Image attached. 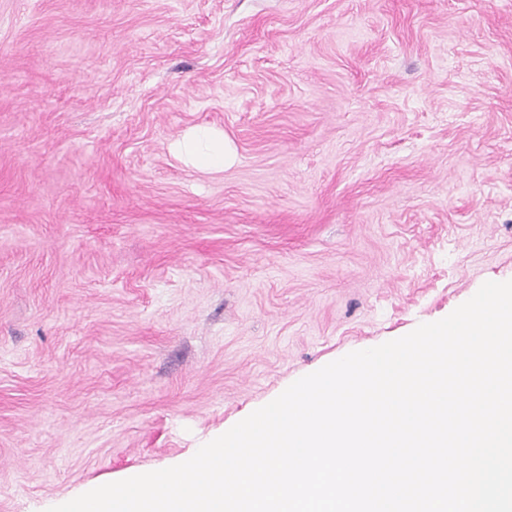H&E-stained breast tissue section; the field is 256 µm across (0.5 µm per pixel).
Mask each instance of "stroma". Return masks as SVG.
<instances>
[{
    "label": "stroma",
    "instance_id": "obj_1",
    "mask_svg": "<svg viewBox=\"0 0 512 512\" xmlns=\"http://www.w3.org/2000/svg\"><path fill=\"white\" fill-rule=\"evenodd\" d=\"M507 280L512 0H0V512ZM172 149L181 160L202 171L224 168L234 153L224 131L208 127L189 130Z\"/></svg>",
    "mask_w": 512,
    "mask_h": 512
}]
</instances>
